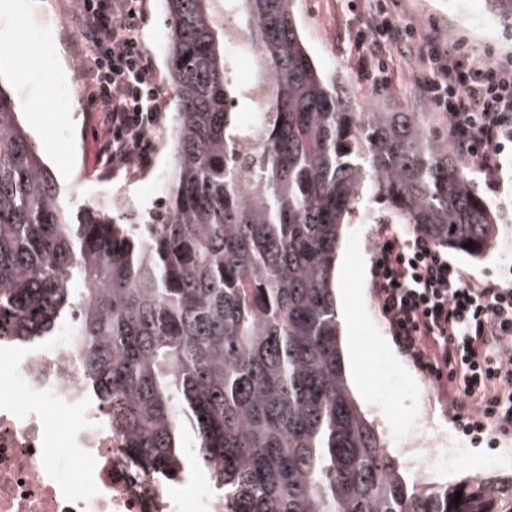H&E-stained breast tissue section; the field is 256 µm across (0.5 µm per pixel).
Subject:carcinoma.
Instances as JSON below:
<instances>
[{
  "instance_id": "cac0c4a2",
  "label": "carcinoma",
  "mask_w": 512,
  "mask_h": 512,
  "mask_svg": "<svg viewBox=\"0 0 512 512\" xmlns=\"http://www.w3.org/2000/svg\"><path fill=\"white\" fill-rule=\"evenodd\" d=\"M163 2L177 120L162 208L126 206L121 224L110 205L73 210L0 86V345L72 323L131 472L169 486L192 458L224 512H512V477L407 478L343 364L350 216L471 259L495 246L499 217L448 139L423 112L363 110L309 53L295 0H229L261 96L234 81L212 0ZM485 5L512 29V0Z\"/></svg>"
}]
</instances>
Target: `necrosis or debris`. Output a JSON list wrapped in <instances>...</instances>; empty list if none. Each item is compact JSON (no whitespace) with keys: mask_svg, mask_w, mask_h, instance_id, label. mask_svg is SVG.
<instances>
[{"mask_svg":"<svg viewBox=\"0 0 512 512\" xmlns=\"http://www.w3.org/2000/svg\"><path fill=\"white\" fill-rule=\"evenodd\" d=\"M0 362V512H113L116 503L123 512H224L205 482L149 498L115 467L119 440L102 410L76 392L83 371L69 327L36 350L0 347Z\"/></svg>","mask_w":512,"mask_h":512,"instance_id":"obj_1","label":"necrosis or debris"}]
</instances>
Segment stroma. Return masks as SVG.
<instances>
[{"label": "stroma", "instance_id": "1", "mask_svg": "<svg viewBox=\"0 0 512 512\" xmlns=\"http://www.w3.org/2000/svg\"><path fill=\"white\" fill-rule=\"evenodd\" d=\"M18 14L0 13V82L13 94L21 118L46 163L63 189L72 194L74 207L106 198H121L141 210H155L159 194L150 191L152 180L166 172L165 143L174 115L169 107L171 86H164L165 105L154 128L153 160L145 169L110 173L96 159L107 128L104 113L92 111L86 95L73 97L63 108L50 105L57 89L70 83L74 64L84 55L72 0H18ZM456 0H393L392 13L400 24L415 26L418 39L433 36L443 42H464L477 58L487 52L512 57V31L496 23L481 26L455 7ZM54 16L51 36L34 33L36 21ZM355 18L347 0H297L299 29L315 60L327 71L344 78L360 102L386 105L402 112H421L430 128L447 135L448 128L437 114L426 112L413 95L406 67H399L395 82L374 86L358 75V65L349 53L344 35ZM143 44L152 55L160 76L168 74L165 48L167 19L162 0H142L139 18ZM30 44L46 47L58 73L41 66L29 68L23 81H16L12 52ZM496 248L488 258L475 261L452 255V262L468 275L480 279L507 273L512 268V219L501 217ZM375 227L347 224L336 254L335 292L342 323L343 351L349 362L347 380L352 397L379 433L385 448L400 459L410 477L441 484L491 474L512 475V434L486 433L474 437L463 432L448 410L441 383L421 372L398 351L385 327L370 287V268L375 249ZM360 354L361 365L351 364ZM424 429L434 448L463 444L464 453L452 466H441L422 454L403 448L398 439Z\"/></svg>", "mask_w": 512, "mask_h": 512}]
</instances>
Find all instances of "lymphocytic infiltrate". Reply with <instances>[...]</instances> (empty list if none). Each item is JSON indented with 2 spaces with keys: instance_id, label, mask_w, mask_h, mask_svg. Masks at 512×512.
Wrapping results in <instances>:
<instances>
[{
  "instance_id": "f902f5d3",
  "label": "lymphocytic infiltrate",
  "mask_w": 512,
  "mask_h": 512,
  "mask_svg": "<svg viewBox=\"0 0 512 512\" xmlns=\"http://www.w3.org/2000/svg\"><path fill=\"white\" fill-rule=\"evenodd\" d=\"M141 0H80L76 21L89 53L80 79L107 117L97 159L112 171L145 168L159 119L161 82L138 25ZM415 30L397 24L388 0H373L349 32L365 80L388 83L391 53ZM417 100L448 125L458 155L504 190L512 162V61L478 59L463 44L428 38L411 75ZM371 288L397 347L415 367L443 379L449 409L466 432L512 430V278L476 280L422 234L376 230Z\"/></svg>"
}]
</instances>
